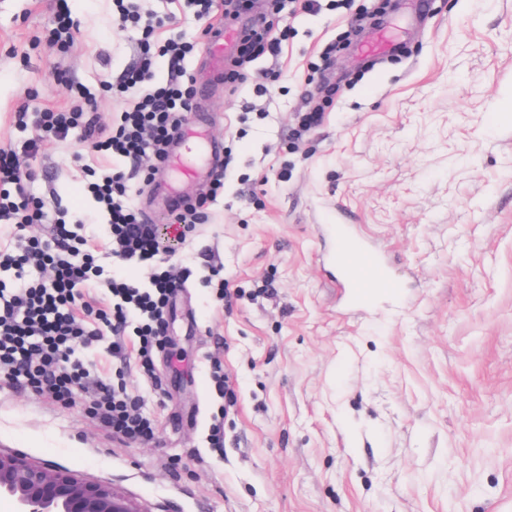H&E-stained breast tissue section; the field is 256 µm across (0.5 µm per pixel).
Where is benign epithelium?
<instances>
[{"mask_svg": "<svg viewBox=\"0 0 512 512\" xmlns=\"http://www.w3.org/2000/svg\"><path fill=\"white\" fill-rule=\"evenodd\" d=\"M0 497L16 512H143L108 483L83 481L21 452H0Z\"/></svg>", "mask_w": 512, "mask_h": 512, "instance_id": "obj_1", "label": "benign epithelium"}]
</instances>
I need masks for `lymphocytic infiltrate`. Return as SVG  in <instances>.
Wrapping results in <instances>:
<instances>
[{
  "mask_svg": "<svg viewBox=\"0 0 512 512\" xmlns=\"http://www.w3.org/2000/svg\"><path fill=\"white\" fill-rule=\"evenodd\" d=\"M122 21L141 34V57L125 77V89L138 95L118 113L111 126L99 129L92 151L117 157L120 168L87 186L110 220L106 238L114 264L151 265L160 255V233L127 204L126 172L139 168L144 157L162 163L172 137L192 110L190 74L183 65L186 43L170 37L156 43L164 17L144 7L143 0H117ZM168 61L166 83H154L159 59ZM29 174L21 157L0 149V221L13 227L14 245L0 251V375L23 382L39 394L67 405L84 391L89 412L126 440H145L154 433L153 420L140 410L141 401L123 381H103L78 356L79 349L112 335V356L126 360L128 343L136 345L143 379L156 383L154 355L164 343L163 321L169 298L188 278L186 271L152 274L148 284L128 281L105 269L87 253L80 224L57 223L49 239L30 236L32 225L47 216L44 202L28 190ZM207 195L185 198L172 211L176 224L192 231L214 205L224 187V171L216 169ZM99 282L112 296L110 310L82 304L83 290Z\"/></svg>",
  "mask_w": 512,
  "mask_h": 512,
  "instance_id": "obj_1",
  "label": "lymphocytic infiltrate"
}]
</instances>
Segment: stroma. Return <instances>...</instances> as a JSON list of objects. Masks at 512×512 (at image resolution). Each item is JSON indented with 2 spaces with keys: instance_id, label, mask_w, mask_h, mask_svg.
Instances as JSON below:
<instances>
[{
  "instance_id": "obj_1",
  "label": "stroma",
  "mask_w": 512,
  "mask_h": 512,
  "mask_svg": "<svg viewBox=\"0 0 512 512\" xmlns=\"http://www.w3.org/2000/svg\"><path fill=\"white\" fill-rule=\"evenodd\" d=\"M193 46L190 121L228 160L224 192L179 239L170 197L209 192L182 165L133 173L129 203L162 232L166 264L189 268L170 300L158 386L112 338L79 357L104 380L122 371L155 423L150 441H119L85 411L0 379V451L112 484L143 512H512V0L287 4L279 55L254 57L236 87L205 68V22L191 0H146ZM56 0H0V148L25 156L30 192L57 219L105 235L88 170H111L87 131L36 138L20 106L68 112L92 103L111 124L133 95L122 77L140 32L115 0H67L72 39L50 44ZM363 25L394 52L359 45L325 57ZM320 114L297 131L300 113ZM347 217L409 279L403 306L341 300L322 254L326 219ZM220 269L223 286L207 283ZM220 360L233 381L215 392ZM224 421V448L206 442Z\"/></svg>"
}]
</instances>
